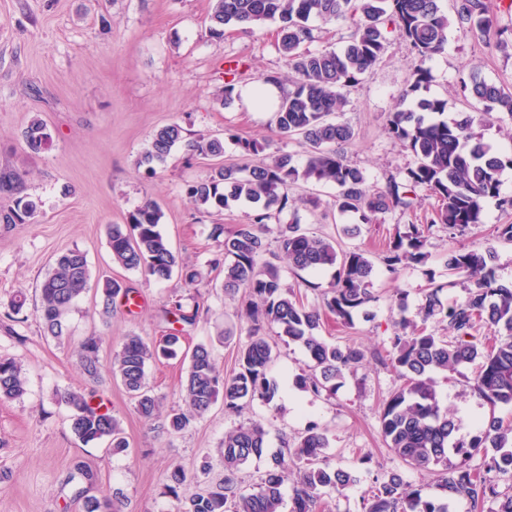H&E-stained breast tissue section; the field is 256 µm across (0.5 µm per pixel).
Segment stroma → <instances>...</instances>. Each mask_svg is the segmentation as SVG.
Returning a JSON list of instances; mask_svg holds the SVG:
<instances>
[{
  "label": "stroma",
  "mask_w": 512,
  "mask_h": 512,
  "mask_svg": "<svg viewBox=\"0 0 512 512\" xmlns=\"http://www.w3.org/2000/svg\"><path fill=\"white\" fill-rule=\"evenodd\" d=\"M212 0H0V169L25 175V193L39 204L34 224L0 225V354L15 357L28 384L17 400L0 402V512H84L85 498L117 493L118 512H168L164 493L168 472L176 466L195 477L197 488L224 475L222 443L226 431L248 421L262 422L267 444L262 455L243 465L244 488L259 483L272 465L282 441H296L310 424L326 429L329 446L325 461L332 468L351 471L357 478L339 493L325 496L322 512H361L362 499L374 490L375 478L403 472L423 496L438 498L442 490L435 472L405 468L383 441L379 417L384 399L395 385L387 350L388 338L400 329L401 317L420 322V304L431 285L442 286L443 301H463L471 283L463 276L449 278L442 255L451 248H493L497 278L512 282V242L492 237L495 225L512 223L494 200L484 203V221L452 237L441 226L430 231L426 263L389 274L376 266L371 290L376 302L346 324L322 312L318 336L340 346L365 350L367 361L345 373L335 390L315 394L302 389L296 376L307 372L309 359L301 346L284 342L270 326L273 346L270 378L279 392L273 402H253L242 413L226 412L216 403L203 418L178 434L144 422L135 413L120 379L112 375V356L124 336L160 338L168 324L164 310L175 295L195 298L208 315L187 330L189 344L209 345L224 373H231L239 345L247 339L242 301L225 296L222 273L212 259L223 254V235L247 222L250 211L235 206L202 213L185 193L188 182L208 172L210 161L189 158L175 147L155 173L139 167L138 158L157 128L181 124L187 137L231 133L224 143L225 163H243L238 139L270 142L272 150L291 153L304 161L308 145L280 137L270 124L271 109L250 107L243 89L259 77L278 76L279 95L293 87L294 72L277 43L275 25L230 29L212 38L208 16ZM412 54L397 30H390L382 60L346 92L339 114L355 130L344 147L348 160L363 169L370 184L384 186L401 177L412 156L391 140L385 126L390 112L408 108L402 95L410 81ZM243 75L238 96L223 106L215 97L230 66ZM433 80L428 95L447 99L448 115L469 111L461 83L471 72L512 91V56L494 43L473 37L450 24L443 51L429 63ZM42 119L51 135L49 149L34 153L25 145L28 123ZM337 188L308 183L291 190L295 202L269 219V226L299 220L303 229L337 236L342 249L357 248L377 258L409 224L429 221L437 204L418 189L414 211L378 214L371 224L357 215H338ZM161 209L160 229L183 261L200 273L187 285L181 273L157 282L113 264L107 247V227L125 223L128 214L146 199ZM358 225L343 235L346 225ZM85 253L91 274L116 278L132 290L131 300H117L112 313L103 314L95 292L76 303L63 340L45 336L34 312L38 287L55 256L68 249ZM403 292L406 313L391 298ZM28 298L25 320L12 324L3 317L11 297ZM90 335L101 340L100 383H93L80 367L78 349ZM187 362L175 359L150 364L148 381L163 409L178 403V390ZM474 365L436 374L441 404L458 422V437L477 434L490 416L512 420V406L490 407L471 391ZM96 390L120 420L128 441L115 454L105 443L83 444L70 430L68 409L58 395L66 390ZM369 462H361L362 454ZM209 474H201L202 462ZM85 464L92 481L69 483L75 464Z\"/></svg>",
  "instance_id": "stroma-1"
}]
</instances>
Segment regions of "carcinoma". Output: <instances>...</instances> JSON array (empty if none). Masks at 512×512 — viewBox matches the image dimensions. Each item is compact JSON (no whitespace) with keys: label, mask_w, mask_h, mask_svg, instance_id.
Listing matches in <instances>:
<instances>
[{"label":"carcinoma","mask_w":512,"mask_h":512,"mask_svg":"<svg viewBox=\"0 0 512 512\" xmlns=\"http://www.w3.org/2000/svg\"><path fill=\"white\" fill-rule=\"evenodd\" d=\"M455 20L484 37H496L499 47H512V27L496 26L489 0H454ZM349 21L350 29L339 50L312 51L306 44L314 36L309 20ZM276 25L279 49L297 75L293 89L284 96L272 123L279 136H298L310 146L304 165L294 156L278 152L253 166L219 165L202 178L186 185V195L197 208L224 210L234 204L251 206L256 214L224 236V258L214 260L223 267L224 295L245 292L243 314L248 323V340L237 354V370L224 375L210 346L198 343L183 348L184 327L196 325L204 315L198 301L188 304L181 297L168 302L165 315L173 316L172 327L159 341L149 343L137 335L122 339L112 360L118 377L134 404L137 415L152 421L159 414V398L147 381L150 363L178 357L188 361L181 384L182 406L166 416L167 431L178 433L203 417L218 401L224 410L240 414L255 400L273 401L277 384L268 377L272 346L266 326L279 328V337L300 345L312 362V373L299 378V385L314 393L366 360L363 350L341 347L316 334L320 310L346 324L359 308L375 301L371 278L375 263L362 250H340L336 240L301 229L298 221L277 227V242L288 267L294 272L335 268L334 279L321 294L318 306L304 304L282 283L280 266L265 258L268 243L266 220L288 208V187L300 182L333 184L338 188L336 211L356 213L365 224L379 213L415 208L412 194L419 186L438 198L430 224H441L449 233L483 223V203L496 200L503 212L512 211V197L500 195V173L512 167V157L498 153L483 134L475 131L496 113L512 120V91H507L474 74L463 88L482 105V110L459 112L451 120L441 115L447 101L425 98L417 93L432 81L425 63L441 53L449 26L439 0H213L209 32L224 37L226 29H250L266 23ZM394 27L413 55L411 81L405 97L412 107L389 113L388 135L410 152L413 163L405 181L390 179L383 187L371 185L362 169L347 160L342 146L354 139L353 128L335 119L346 105L344 89L359 84L362 76L383 57L388 27ZM27 148L35 153L50 147L46 124L33 119L23 134ZM243 155L258 156L269 148L266 142L237 139ZM184 145L193 157L218 158L224 154L219 137L188 139L177 123L153 131L138 164L153 173L172 149ZM24 175L0 172V195L11 204L0 209V224H32L38 204L23 193ZM161 210L151 199L131 213L125 224H113L107 233L112 263L128 271L141 272L155 281L171 278L181 267L180 259L160 230ZM423 225L410 224L407 231L381 252L385 269L398 274L404 267L427 261ZM493 248L483 252L451 249L444 255L450 275H463L473 282L461 302L445 304L443 286L427 289L421 306L423 321H448L453 335L444 338L423 327L409 334L390 337L389 362L401 384L383 403L381 436L394 455L408 467L425 471L442 467L440 499L422 497L402 474L394 471L379 482L362 501V512H450L461 499L478 506L486 499L498 502V512H512V495L499 490L488 473L512 475V423L505 426L495 417L469 440L456 437L457 424L442 407L432 374L455 371L465 364H478L472 378L474 395L496 407L512 405V283L495 277ZM91 271L86 255L78 249L61 253L39 286L37 317L44 334L62 340L76 300L91 288ZM104 310L112 312L117 298H127L131 288L117 279L101 288ZM178 323L181 328L173 327ZM492 335L493 344L482 350L471 340L479 325ZM100 341L87 337L81 344L80 366L92 381L99 378ZM26 378L13 357L0 355V402L21 397ZM61 401L70 409V429L82 442H109L112 452L128 448L120 421L112 409L96 400L95 391H66ZM267 430L257 421L240 425L224 434V479L205 493L191 490V480L176 467L166 478L164 494L172 500L171 512H282L285 477L295 476L289 512H316L324 495L341 491L357 481L352 472L323 464L329 440L326 431L311 424L295 447H283L258 487L244 489L237 480L239 467L263 453ZM493 449L487 471L469 465V460ZM458 458L450 462L449 456Z\"/></svg>","instance_id":"obj_1"}]
</instances>
